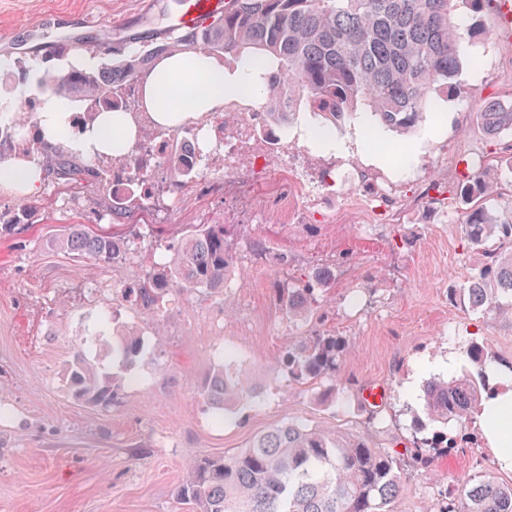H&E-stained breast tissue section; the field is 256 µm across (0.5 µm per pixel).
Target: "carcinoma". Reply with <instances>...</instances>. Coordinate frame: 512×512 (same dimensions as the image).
<instances>
[{
  "mask_svg": "<svg viewBox=\"0 0 512 512\" xmlns=\"http://www.w3.org/2000/svg\"><path fill=\"white\" fill-rule=\"evenodd\" d=\"M498 0H226L224 16L205 28L180 33L171 40L142 41V45L113 52L112 63L94 70L69 65L50 76L59 96L112 104V83L126 76L145 79L152 62L164 54L189 57L195 53L231 56L238 62L263 57L271 70L259 75V100L270 123L262 135L278 140L275 128H286L300 107L336 124L361 113L397 132L422 125L436 97L458 89L463 66L459 48L484 35L479 21L460 24L457 14L475 16ZM486 133L512 130V107L489 100L476 112ZM41 166L55 183L84 187L98 180L92 159L77 161L54 147L44 149ZM176 188L189 183L192 166L178 151L162 158ZM496 192L482 173L468 172L458 184L456 199L464 206L460 230L465 243L485 261L462 288L469 307L490 313L505 298L512 299V218L503 219L491 207ZM146 202L129 198L111 202L112 218L145 209ZM33 203L14 212V220L0 219V236L30 221ZM129 238L95 233L84 224H69L52 245L78 257L117 264L124 260ZM234 229L224 224H198L174 248L173 260L156 263L144 280L123 289V295L143 307H162L173 292L205 289L224 293V278L234 264ZM509 253H504V250ZM332 275L319 269L302 286L278 288V299L291 321H306L321 308L317 291L330 286ZM99 348L119 359L125 369L144 354L139 332L116 329ZM345 341L334 334L301 336L288 348L280 368L291 382L305 384L335 380ZM465 357L471 370L461 376L435 377L424 388V414L434 423L463 427L499 378L495 360L470 343ZM69 395L89 405H106L117 396L125 377L105 371L85 354H77L64 373ZM204 403L219 417L234 414L260 395L251 378L224 364L215 365L197 386ZM324 405L345 404L336 384L317 394ZM411 441L405 453L375 448L366 439L332 432L302 421H288L256 435L247 447L222 456L193 460L177 490V497L196 512H390L401 492L407 469L430 472L448 455L457 439L442 431ZM433 512H512V483L492 474L462 481L436 504Z\"/></svg>",
  "mask_w": 512,
  "mask_h": 512,
  "instance_id": "cac0c4a2",
  "label": "carcinoma"
}]
</instances>
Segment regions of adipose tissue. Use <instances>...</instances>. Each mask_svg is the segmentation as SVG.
<instances>
[{"instance_id":"ef3b65f1","label":"adipose tissue","mask_w":512,"mask_h":512,"mask_svg":"<svg viewBox=\"0 0 512 512\" xmlns=\"http://www.w3.org/2000/svg\"><path fill=\"white\" fill-rule=\"evenodd\" d=\"M180 83L182 97L172 104L168 91ZM259 81L243 70L224 66L212 56L199 53L190 61L170 56L161 60L145 81L143 104L158 126L172 127L198 119L203 113L223 109L225 101L253 99ZM68 108L57 99L45 100L37 115L38 131L43 140L65 145L68 149L91 156L97 153L119 157L127 154L137 139L139 128L125 112L97 114L89 128H72ZM44 180L42 168L23 154L0 162V191L25 199L40 191ZM474 426L487 448L498 449L512 438V388L484 396L474 414Z\"/></svg>"}]
</instances>
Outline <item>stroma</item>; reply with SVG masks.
Wrapping results in <instances>:
<instances>
[{"instance_id":"1","label":"stroma","mask_w":512,"mask_h":512,"mask_svg":"<svg viewBox=\"0 0 512 512\" xmlns=\"http://www.w3.org/2000/svg\"><path fill=\"white\" fill-rule=\"evenodd\" d=\"M156 13L155 4L137 0H0V30L17 34L14 44L0 45V113L16 112L28 96H52L49 76L62 63L111 61L82 16L111 21L117 43L159 33ZM479 20L490 38L463 44L461 55L480 56V67H463L459 92L440 96L415 132L402 136L358 118L337 126L340 145L327 149L310 139L319 117L300 110L277 143L259 137L239 154L257 181L289 160L277 198L186 187L166 223L136 239L120 267L51 245L67 224L127 232L126 223L101 218L106 185L64 190L44 182L29 224L0 237V512H187L176 489L199 455L243 448L291 420L400 450L422 411L423 384L462 369L470 343L512 363V305L487 314L451 298L483 262L460 235L453 191L462 175L481 164L502 189L497 212L512 208V132L489 136L476 119L483 101L512 104V24L489 9ZM30 25L41 26L45 41L74 38L76 51L63 62L46 60ZM205 220L238 230L223 294L178 293L159 310L120 299V284L134 285L154 263L171 261V244ZM258 238L265 253L250 247ZM324 268L333 281L319 315L290 322L276 287ZM104 312L140 333L145 358L112 405H84L70 398L63 372L81 351L110 365L93 341ZM316 330L348 342L336 373L345 407L320 404L317 386L289 383L280 369L296 337ZM451 354L452 368L441 367ZM224 360L259 385L260 397L219 425L197 384ZM370 386L385 391L379 408L362 398ZM488 473L512 482V469L484 445L459 443L433 473L407 479L392 510L431 512L438 491Z\"/></svg>"}]
</instances>
